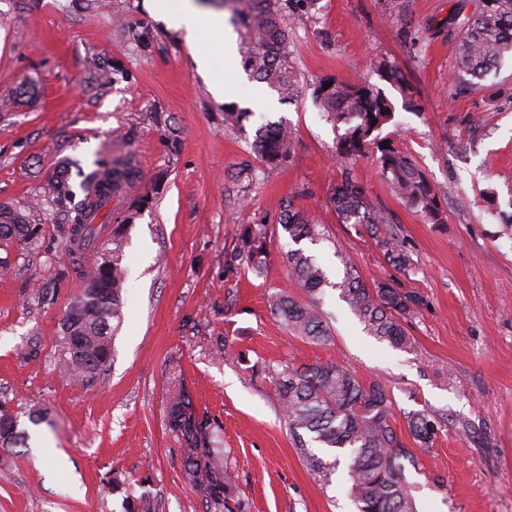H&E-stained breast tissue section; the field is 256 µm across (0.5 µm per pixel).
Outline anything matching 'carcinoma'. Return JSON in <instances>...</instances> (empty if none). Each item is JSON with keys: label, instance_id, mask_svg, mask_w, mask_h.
Masks as SVG:
<instances>
[{"label": "carcinoma", "instance_id": "obj_1", "mask_svg": "<svg viewBox=\"0 0 512 512\" xmlns=\"http://www.w3.org/2000/svg\"><path fill=\"white\" fill-rule=\"evenodd\" d=\"M306 0H252L253 17L246 24L248 46L244 69L260 83L274 89L281 100L294 95L296 80L288 52V35L280 17L291 23L300 14L290 4ZM460 48L454 77L483 79L512 60V0H474L473 11L461 26ZM381 78L405 88L399 68L387 60L378 64ZM314 98L325 119L336 130L335 155L355 159L372 153L382 172L398 193L421 212L425 221L443 222L438 194L414 160L394 144L384 148L377 135L394 118V105L380 88L332 81L319 83ZM292 132L279 120L260 126L252 149L261 167L280 165L289 155ZM142 173L136 157L128 154L98 161L82 175L84 196L76 199L69 176L58 172L41 187L40 205L67 212L68 223L57 227L65 240L66 259L55 280L33 289V301L51 305L57 288L72 277L84 283L79 295L62 316L65 362L72 376L83 384L97 380L111 359L114 327L121 321V239L129 218L148 204L139 192ZM340 224H362L377 239L388 263L404 272L411 265L403 240L388 216L370 199L366 189L345 177L331 196ZM37 209L0 206V247L15 243L31 250L45 238V225L36 222ZM279 226L296 245L315 241L321 235L312 215L281 203ZM234 259L262 275L267 266V230L247 225L240 236ZM336 259L342 274L332 282L326 270L301 248L286 254L294 287L310 295L324 287L340 291L341 299L364 324L366 332L398 348L411 346L406 320L423 305L422 298L390 278L367 284L350 257L341 249ZM273 315L288 329L313 343L326 344L331 330L317 309L302 305L281 293L273 304ZM275 395L299 456L316 478L329 481L348 461L350 496L358 512H415L414 501L404 480V462H413L392 426L390 396L378 382L364 383L353 372L336 363L314 364L302 369L285 367L276 373ZM169 430L182 441L183 478L205 505V512H246L238 495L236 476L222 448V428L209 416H197L190 396L181 389L172 392L166 407ZM409 433L416 444L434 443L436 421L426 410L407 416ZM27 439L19 420L0 403V450L13 452Z\"/></svg>", "mask_w": 512, "mask_h": 512}]
</instances>
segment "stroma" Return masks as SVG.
I'll return each instance as SVG.
<instances>
[{"label":"stroma","instance_id":"stroma-1","mask_svg":"<svg viewBox=\"0 0 512 512\" xmlns=\"http://www.w3.org/2000/svg\"><path fill=\"white\" fill-rule=\"evenodd\" d=\"M461 2L313 0L286 27L298 93L269 109L235 70L224 74L231 95L216 100L180 31L153 21L143 0H0V99L23 83L38 90L0 115V203H28L59 170L79 187L95 161L127 153L148 175L150 196L124 231L123 323L106 375L92 384L71 378L61 348L62 316L82 281L61 285L50 306L30 298L57 271L62 242L10 248L13 268L0 274V401L44 445L0 456V512H125L124 495L103 485L112 472L154 512H204L164 421L178 387L222 426L249 512H356L346 469L327 483L310 474L274 396L273 372L328 361L388 390L415 456L404 478L416 512H512V235L503 229L512 217V63L459 88ZM120 20L149 27V47L126 41ZM98 57L121 70L96 86L86 75ZM382 58L401 69L420 110L405 109L382 80ZM327 78L384 90L395 114L381 134L434 185L443 223H425L372 156L336 158V132L313 98ZM153 110L171 131L152 124ZM279 120L293 132L289 157L241 191L233 176L256 165V130ZM346 174L388 215L411 258L401 282L423 304L406 325L410 348L368 335L331 287L317 300L330 344L292 334L272 314L290 285L294 244L279 226L288 197L318 221L320 238L302 247L329 276L340 249L365 281L392 275L363 225L336 219L329 199ZM487 190L498 209L486 207ZM244 224L267 229L264 276L230 260ZM32 337L40 356L18 358ZM39 408L49 423L29 421ZM423 409L438 422L430 448L408 438L407 414Z\"/></svg>","mask_w":512,"mask_h":512}]
</instances>
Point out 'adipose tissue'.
Returning <instances> with one entry per match:
<instances>
[{
  "label": "adipose tissue",
  "instance_id": "obj_1",
  "mask_svg": "<svg viewBox=\"0 0 512 512\" xmlns=\"http://www.w3.org/2000/svg\"><path fill=\"white\" fill-rule=\"evenodd\" d=\"M149 9L165 21L175 22L191 48V62L212 86L216 95L224 93V67L238 55L236 37L224 27V18L187 8L173 12L170 0H147Z\"/></svg>",
  "mask_w": 512,
  "mask_h": 512
}]
</instances>
